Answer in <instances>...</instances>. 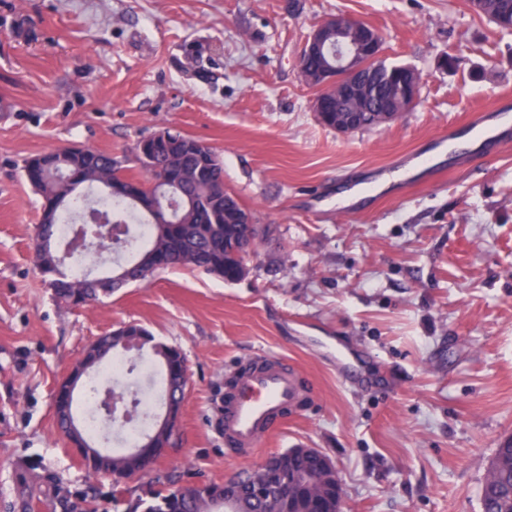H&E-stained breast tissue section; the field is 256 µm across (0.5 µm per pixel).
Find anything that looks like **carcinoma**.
<instances>
[{"mask_svg": "<svg viewBox=\"0 0 512 512\" xmlns=\"http://www.w3.org/2000/svg\"><path fill=\"white\" fill-rule=\"evenodd\" d=\"M479 15L486 17L500 30H509L505 19L512 18V0H485ZM141 177L125 173L121 162L112 155L88 147L78 153L63 155L54 150L29 158L23 166L27 183L42 200V205L56 202L49 223L41 225V238H32L34 256L43 273L55 269L57 259L52 240L59 237V226L67 220L75 224H90L91 217L106 215L116 222L112 241L106 248H122L129 255L127 265L145 266L144 276L169 268L190 266L227 282L245 276L247 257L256 253L260 232L254 224L236 221L240 202L227 206L215 195L224 180V165L219 154L210 146L181 134L156 152L149 162L141 163ZM60 171L73 174H107L114 179L149 185L162 176L170 175L168 192L177 203L175 218L182 223H156L122 196L112 194L104 183L85 187L74 183L67 187L57 178ZM148 227L146 242L138 243L139 227ZM64 279L54 288L55 297L73 306L75 288H80V302L88 305L112 295L119 284L91 278L90 272L75 276L70 265L62 267ZM151 345L153 355L162 367L164 399L182 404L179 394L186 381L172 371V363L180 352L154 341L149 331L135 323L102 336L96 353L85 356L84 362L95 367L111 353ZM316 459L301 448H288L271 454L266 477L267 492L261 496L249 489L243 472L230 478L229 484L214 482L183 483L170 475L157 478L162 488L144 504H130L128 512H336V482L323 480L308 488L279 495V487L288 474L314 468ZM149 464L134 451H101L94 463L87 465L91 476L112 474L113 486L123 482L122 473L145 470ZM44 478L27 469L18 473L17 487L26 496L27 507L33 502L45 506L47 512H96L90 503L96 491L75 495L59 485L42 488ZM482 512H512V442L496 449L481 487Z\"/></svg>", "mask_w": 512, "mask_h": 512, "instance_id": "cac0c4a2", "label": "carcinoma"}]
</instances>
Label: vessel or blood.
I'll list each match as a JSON object with an SVG mask.
<instances>
[{"label": "vessel or blood", "instance_id": "b4317fda", "mask_svg": "<svg viewBox=\"0 0 512 512\" xmlns=\"http://www.w3.org/2000/svg\"><path fill=\"white\" fill-rule=\"evenodd\" d=\"M304 386L284 358L264 354L248 363L224 400L225 453L243 456L258 448L265 436L287 420Z\"/></svg>", "mask_w": 512, "mask_h": 512}]
</instances>
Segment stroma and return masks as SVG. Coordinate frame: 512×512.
Returning <instances> with one entry per match:
<instances>
[{"mask_svg": "<svg viewBox=\"0 0 512 512\" xmlns=\"http://www.w3.org/2000/svg\"><path fill=\"white\" fill-rule=\"evenodd\" d=\"M339 15L422 79L409 112L345 135L318 122L297 67L313 27ZM507 97L512 32L467 0H0V512L27 462L124 512L155 473L221 482L298 446L332 459L346 512H482L489 461L512 438V144L484 155L467 130ZM452 125L442 175L419 171L397 195L403 157ZM162 128L220 154L262 231L247 275L178 267L101 304L58 303L30 249L41 199L25 160L84 145L134 175L136 142ZM129 323L178 349L190 383L179 445L116 487L60 434L54 394ZM331 341L364 355L357 381L337 374ZM265 353L310 390L251 456L225 454L219 391Z\"/></svg>", "mask_w": 512, "mask_h": 512, "instance_id": "35a3bbf8", "label": "stroma"}]
</instances>
